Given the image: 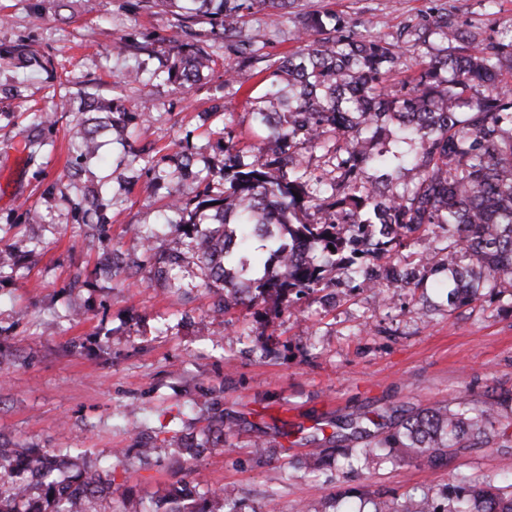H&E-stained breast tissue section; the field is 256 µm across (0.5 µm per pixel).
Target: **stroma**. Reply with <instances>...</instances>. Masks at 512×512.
I'll list each match as a JSON object with an SVG mask.
<instances>
[{"instance_id":"35a3bbf8","label":"stroma","mask_w":512,"mask_h":512,"mask_svg":"<svg viewBox=\"0 0 512 512\" xmlns=\"http://www.w3.org/2000/svg\"><path fill=\"white\" fill-rule=\"evenodd\" d=\"M330 11L364 21L392 39L430 15L448 14L450 31L484 40L512 20V0H295L287 14L245 16L239 37L265 60L227 76L234 58L209 24H186L152 0H0V250L28 263L0 270V445L69 451L91 460L129 454L114 489L141 512H155L172 483L185 480L240 502L245 512H336L337 488L353 489L352 512L371 500L426 495L441 500L449 479L512 473V453L452 448L437 465L377 460L355 477L327 448L335 422L355 419L371 433L437 402L485 399L512 389V308L484 299L452 310L434 290L350 289L336 300L316 293L285 313L256 316L233 301L214 312L196 242L161 221L180 198L194 208L201 178L224 164L221 141L250 150L266 68L296 50L301 14ZM213 52L201 80L177 86L163 73L180 43ZM24 44L44 68L20 69L5 49ZM138 73V82L127 80ZM90 97L113 101L130 120L100 133L97 158L81 159L67 135L87 123ZM53 113L34 127L32 114ZM224 131L216 139L212 129ZM42 144L26 154L31 131ZM196 176L174 177L182 156ZM102 191V212L81 208ZM40 218L29 222L26 210ZM180 252L173 279L159 277L146 238ZM138 264L139 284L93 273L102 250ZM224 415V451L183 463L175 443L200 435ZM268 446L254 452L255 441ZM153 444L149 457L137 442ZM317 469L300 466L311 448Z\"/></svg>"}]
</instances>
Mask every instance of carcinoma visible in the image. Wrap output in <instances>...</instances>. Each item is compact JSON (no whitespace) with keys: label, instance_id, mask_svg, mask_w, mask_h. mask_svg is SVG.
Instances as JSON below:
<instances>
[{"label":"carcinoma","instance_id":"carcinoma-1","mask_svg":"<svg viewBox=\"0 0 512 512\" xmlns=\"http://www.w3.org/2000/svg\"><path fill=\"white\" fill-rule=\"evenodd\" d=\"M178 9L185 20L206 17L213 33L227 42L243 65L262 58L260 48L236 40L245 14L267 9L278 13L293 0H158ZM302 45L279 59L269 74L258 108L264 132L258 154L223 144L224 167L211 178L224 182L212 193L205 185L190 218L200 263L222 288L242 280L249 305L275 299L288 309L294 300L328 288L330 274L344 270L355 290L379 284L380 261L394 260L397 288H425L416 267L399 257L421 231L448 232L443 258L434 264V287L448 308L496 298L512 307V23L505 36L482 43L464 33L448 38V14L433 16L418 33L444 45L401 91L389 84L398 70L405 41L365 36L360 22L332 12L306 13L300 20ZM167 80L197 81L215 64L198 44H178ZM9 58L23 67L43 66L23 45ZM93 111L119 125L125 112L98 101ZM81 157L94 158L96 130L75 127ZM319 149L325 168L315 175L304 152ZM321 217L311 219L309 204ZM199 224H211L206 231ZM371 248H357L359 239ZM304 242L320 257L295 254ZM176 252L155 255L157 273L172 277L181 268ZM95 274L108 279L134 277L123 261L107 254ZM512 396L457 404L436 403L396 423L376 441L346 455L349 470L383 458L387 448H411L429 463L450 448H512ZM224 442V417L211 418L205 438L184 436L177 454L187 461ZM111 464L89 462L40 448L0 447V512H93L99 500L112 498ZM176 507L168 512H244L242 505L216 492L188 504L186 486L169 492ZM438 504L427 496L376 503L374 512H512V483H450Z\"/></svg>","mask_w":512,"mask_h":512}]
</instances>
